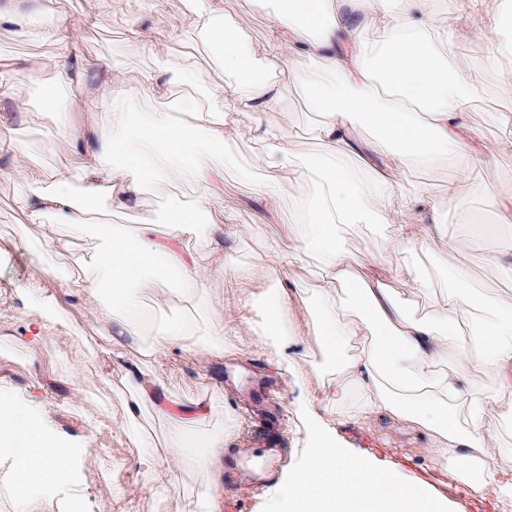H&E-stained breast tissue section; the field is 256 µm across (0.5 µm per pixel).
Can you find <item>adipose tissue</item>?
<instances>
[{
  "instance_id": "obj_1",
  "label": "adipose tissue",
  "mask_w": 512,
  "mask_h": 512,
  "mask_svg": "<svg viewBox=\"0 0 512 512\" xmlns=\"http://www.w3.org/2000/svg\"><path fill=\"white\" fill-rule=\"evenodd\" d=\"M188 21L202 45L220 62L231 83L206 84L193 57L157 71L128 78L107 71L95 107L85 111V91L74 56L77 33L41 12L0 0V27L21 39L58 47L54 80L42 86L45 107L59 95L69 102V119L60 145L76 153L77 168L56 175L28 157L11 123L0 119V155L15 164L1 173L18 187L16 205L27 223L44 230L43 250L34 254L41 269L52 257L71 256L76 267L61 296L94 301L98 319L112 323V367L133 390L131 414L158 401V380L144 379L126 363L127 338L144 321L143 291L202 293L228 269L242 280L266 277L272 288L261 299L245 294L208 339L192 342L193 326L181 321L156 333V351L180 348L205 360H223L226 337L247 331L262 341L297 343L303 337L292 294L276 283L280 268L309 265L317 286L308 301L318 312L314 335L326 348L329 370L312 399L298 409L310 431L303 463L279 485L273 506L288 512H448L446 499L429 493L424 482L403 470L377 466L340 448L333 420L365 416L388 419L437 442L452 471L476 493L492 491L512 501V448H503L500 431L512 421V299L479 307L462 295L472 282L456 271L440 290L439 318L416 316L414 300L433 288L429 277L407 270L405 288H390L385 256H356L344 246L345 224H384L393 251L466 248L469 237L488 228L466 218L467 235L457 236L434 223L436 206L428 192H405L406 172L414 166L445 164L465 172L476 162L512 157V139L484 144L465 114L479 93L478 81L455 71L451 60L465 34L460 14L473 0H456V10L435 18L426 0H252L273 10L268 40L254 44L224 19V0H203ZM372 21L379 42L365 47L361 31ZM202 83V91L175 99L174 110L143 111L144 88L170 97L182 82ZM291 87L321 114L318 133L330 151L297 160L287 135L262 124L265 112L279 107ZM249 120L258 143L254 191L277 214L287 231H300L297 252L241 263L224 256L227 226L220 224L224 199L211 183L224 161V112ZM371 140L358 135L362 123ZM181 169L200 189L195 199L169 213L167 229L143 224L127 234L113 226L112 213L135 207L151 191H165L171 169ZM314 180L311 196L292 200V185ZM414 221H405V214ZM72 234L93 232L99 250L72 255ZM190 240L194 249H183ZM224 257L221 267H202L200 255ZM495 373L498 383L485 391L469 387L466 368ZM211 407L209 397L191 405L162 406L171 443L166 455L149 461L161 476L173 461L188 457L211 478L208 495L188 502L187 512H223L224 434L198 444L186 433ZM0 441L12 456L28 460L32 482L50 484L71 465L72 451L51 441L32 406L0 391Z\"/></svg>"
}]
</instances>
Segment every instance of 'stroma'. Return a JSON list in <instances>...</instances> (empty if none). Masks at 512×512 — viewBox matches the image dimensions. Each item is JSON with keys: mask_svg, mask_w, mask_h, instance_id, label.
I'll return each mask as SVG.
<instances>
[{"mask_svg": "<svg viewBox=\"0 0 512 512\" xmlns=\"http://www.w3.org/2000/svg\"><path fill=\"white\" fill-rule=\"evenodd\" d=\"M198 6V0H98L94 19L76 45L87 104L95 102V92L103 78L101 64L105 61L114 70L135 76L160 67L163 61L191 54L206 81H224L217 60L187 26L189 16ZM160 16L169 23L161 57L137 56L129 41L131 30L151 25ZM224 16L255 43L266 42L273 16L255 10L251 0H224ZM489 52L487 44L470 40L457 48L452 66L464 74L481 71L484 91L472 100L466 119L486 142L495 143L512 137V121L507 118L512 110V94L504 91L498 71L485 69L484 60ZM1 54L22 64L16 86L32 100L33 106L19 114L10 100L0 99V114L9 118L33 158L54 173H70L76 165L75 157L53 146V135L65 118V108L60 105L46 109L38 93L39 85L54 79L57 48L16 39L2 28ZM263 120L288 136L299 159L311 158L326 149L311 129L313 119L304 107L303 97L294 89L283 90L280 107L264 113ZM224 126V221L236 230L234 236L225 238V252L246 260L293 251L297 242L283 233L280 224L257 219L261 204L254 194L251 177L257 143L248 120L228 116ZM450 175L445 168H413L406 174L404 187L427 190L436 203L438 222L454 228L459 224V212L449 208L446 198ZM487 185L512 186V158L496 165L476 163L459 178L464 204L491 226V233L472 239L465 251L449 257L445 268L438 267L431 251L398 254L393 259L396 272L389 279L391 287H403L401 271L407 267L430 273L442 284L448 279L449 266L464 265L470 268L475 282L474 289L467 291V298L493 301L504 295L512 296V280L502 278L483 261L495 245L494 229L499 225L497 214L484 209L478 194ZM194 195V187L175 172L168 196L145 195L133 209L113 214L112 222L127 231L139 224L161 226L166 222L168 205L189 202ZM15 196V185L0 178V387L11 389L20 402L33 403L48 434L79 451L75 459L78 482L54 484L43 491V498L53 504L75 499L82 493L88 512H100L103 499L108 496L112 499V512H126L132 502L123 491L133 486L134 473L147 454L160 456L166 451V422L151 411L144 412L136 421H127L128 394L110 367V325L98 321L88 308L66 311L46 307L35 293L39 274L32 252L40 245L42 231L25 222ZM389 237L385 225L354 224L345 232V245L357 254H384L389 249ZM238 294L239 286L231 276L218 275L210 282L207 303L180 295L160 305L147 302L152 329L143 332L128 356L145 374L161 379L169 399L190 400L207 388L216 389L212 415L193 430L199 439L221 429L227 414L245 416L250 393L259 386H271L275 405L270 409V420L282 448L273 465L274 474L279 477L297 466L301 450L308 444L307 429L296 417L294 408L311 395L312 389L292 374L276 371L274 362L282 357L318 354V346L269 344L242 334L225 340L224 346L232 354L224 361L196 363L178 349L161 356L152 350L153 330L167 322L194 320L197 339L207 338L221 316L222 305L233 304ZM33 323L47 325L51 338L48 347L30 346L32 334L28 327ZM64 366L80 376L82 397H74L61 383L60 369ZM335 428L344 447L365 454L378 465H396L424 480L435 494L447 499L449 512H512V504L499 502L490 493L476 494L461 481L447 461L433 453V441L409 433L394 422L363 418L337 422ZM142 435L151 441V449L139 447L138 438ZM223 480L231 488L224 498V512H268L270 497L255 490L253 472L228 466ZM208 486L207 473L188 459L168 478L163 500L144 493L132 504L137 512H184L188 501L203 495Z\"/></svg>", "mask_w": 512, "mask_h": 512, "instance_id": "1", "label": "stroma"}]
</instances>
